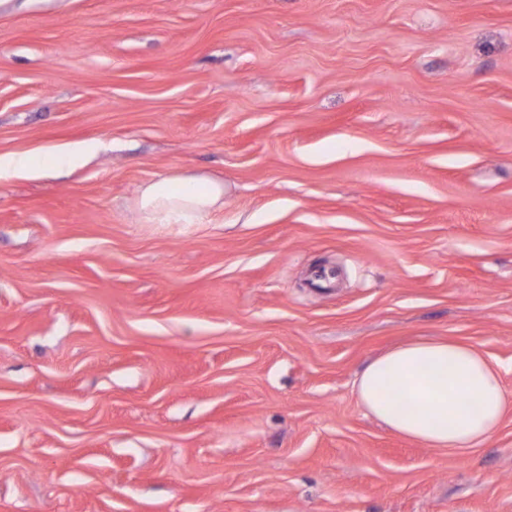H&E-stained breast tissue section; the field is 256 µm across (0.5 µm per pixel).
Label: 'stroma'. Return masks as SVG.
Returning <instances> with one entry per match:
<instances>
[{"instance_id": "35a3bbf8", "label": "stroma", "mask_w": 512, "mask_h": 512, "mask_svg": "<svg viewBox=\"0 0 512 512\" xmlns=\"http://www.w3.org/2000/svg\"><path fill=\"white\" fill-rule=\"evenodd\" d=\"M10 155L0 512H512V0H0ZM176 175L223 208L145 223ZM418 336L498 367L482 447L360 406ZM138 206L148 224H204L224 206V185L204 176H164L139 189Z\"/></svg>"}]
</instances>
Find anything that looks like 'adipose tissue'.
Segmentation results:
<instances>
[{
  "instance_id": "1",
  "label": "adipose tissue",
  "mask_w": 512,
  "mask_h": 512,
  "mask_svg": "<svg viewBox=\"0 0 512 512\" xmlns=\"http://www.w3.org/2000/svg\"><path fill=\"white\" fill-rule=\"evenodd\" d=\"M224 205L222 184L164 176L138 191L149 224H202ZM359 402L392 431L451 452L486 444L506 397L497 370L472 344L420 338L369 361L355 382Z\"/></svg>"
}]
</instances>
